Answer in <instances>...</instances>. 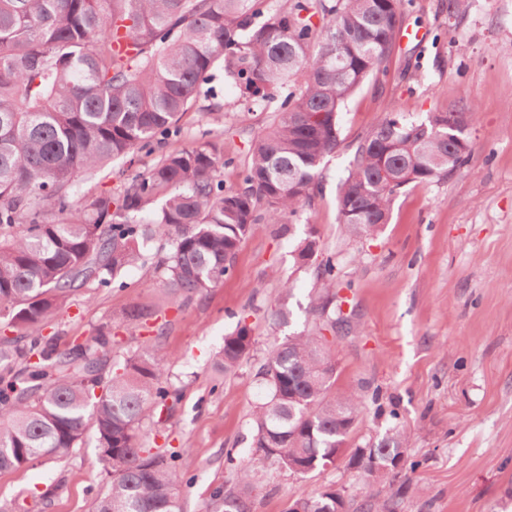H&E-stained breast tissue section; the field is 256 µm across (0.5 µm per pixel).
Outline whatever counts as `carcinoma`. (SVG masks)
<instances>
[{
    "mask_svg": "<svg viewBox=\"0 0 512 512\" xmlns=\"http://www.w3.org/2000/svg\"><path fill=\"white\" fill-rule=\"evenodd\" d=\"M250 0H0V471L80 448L94 438L108 477L91 512H184L180 453L154 452L143 420L170 411L180 392L164 379L158 346L112 360V328L57 350L45 320L74 292L108 287L151 260L172 293L190 298L230 273L251 226L312 207L324 161L342 142L339 112L368 78L386 71L402 0H291L265 18ZM247 100L293 87L275 126L258 136L235 188L224 187V148L212 142L165 155L117 191L77 202V172L95 175L177 127L216 63ZM474 108L453 136L441 113L385 117L358 144L340 184V224L368 237L389 223L394 196L448 177L470 154ZM320 251L310 232L303 267ZM324 294L313 328L269 350L257 377L267 389L253 425L264 460L294 474L336 462L363 412L352 391L334 396L336 356L324 331L350 332L335 304L333 257L318 265ZM245 327L224 337L214 361L229 375L250 356ZM399 426L349 458L362 488L407 463ZM251 472L215 489L206 512H251ZM329 484L287 512H339ZM393 497L366 496L362 512H396Z\"/></svg>",
    "mask_w": 512,
    "mask_h": 512,
    "instance_id": "cac0c4a2",
    "label": "carcinoma"
}]
</instances>
